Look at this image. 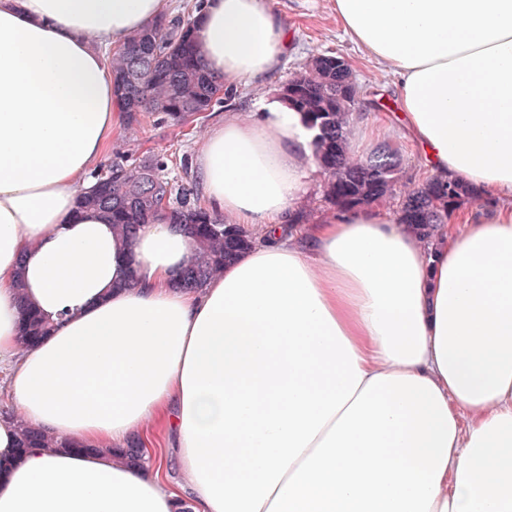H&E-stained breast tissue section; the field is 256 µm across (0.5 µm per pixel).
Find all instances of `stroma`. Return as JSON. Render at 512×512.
<instances>
[{
	"label": "stroma",
	"instance_id": "obj_1",
	"mask_svg": "<svg viewBox=\"0 0 512 512\" xmlns=\"http://www.w3.org/2000/svg\"><path fill=\"white\" fill-rule=\"evenodd\" d=\"M269 4L287 22L293 38L285 62L265 86L239 84L235 95L224 106L196 114L183 125L160 124L155 115L139 113L137 122L130 126L121 125L113 134V148L128 151L134 158L148 150L165 155L172 176L180 183L195 185L193 170H182L180 161L185 157L195 158L204 130L230 113L248 117L250 112L256 111L265 91L279 92L291 74L300 70L315 54L336 55L348 61L356 83L364 91L362 112L370 115L377 109L385 113L391 111L396 92L393 78L384 74L375 61L344 36L332 0H269ZM382 142L400 152L404 182L416 184L428 177L429 171L418 147L404 136L397 122L387 124Z\"/></svg>",
	"mask_w": 512,
	"mask_h": 512
}]
</instances>
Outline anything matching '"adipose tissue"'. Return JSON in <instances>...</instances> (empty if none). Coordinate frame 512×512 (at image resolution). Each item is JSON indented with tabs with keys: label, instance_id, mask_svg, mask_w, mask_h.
Masks as SVG:
<instances>
[{
	"label": "adipose tissue",
	"instance_id": "adipose-tissue-1",
	"mask_svg": "<svg viewBox=\"0 0 512 512\" xmlns=\"http://www.w3.org/2000/svg\"><path fill=\"white\" fill-rule=\"evenodd\" d=\"M396 85L432 177L490 198L420 239L379 203L298 228L317 169L301 113L260 99L202 136L211 213L256 233L200 290L169 220L123 240L79 209L123 105L106 50L167 0H0V512H512V0H334ZM203 68L263 83L289 28L204 0ZM50 324L18 342L24 309ZM86 452L19 451L18 423ZM166 427L178 502L115 451Z\"/></svg>",
	"mask_w": 512,
	"mask_h": 512
}]
</instances>
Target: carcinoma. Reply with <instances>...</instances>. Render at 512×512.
<instances>
[{
    "label": "carcinoma",
    "instance_id": "cac0c4a2",
    "mask_svg": "<svg viewBox=\"0 0 512 512\" xmlns=\"http://www.w3.org/2000/svg\"><path fill=\"white\" fill-rule=\"evenodd\" d=\"M114 89L125 106L128 122L136 114L150 112L173 125L187 123L188 117L210 112L231 98L224 91V79L204 71L195 57L189 17L184 12L164 16L160 21L133 33L112 50ZM352 84L348 68L336 66L331 56L317 54L295 72L282 87L280 97L307 115L319 130L318 161L326 176L324 198L343 208H353L400 194L398 213L404 223L425 239L435 236L441 225L459 209L472 191L462 181L443 184L430 177L413 186L400 184L397 151L383 145L363 161L347 156V129L359 104L348 93ZM168 159L146 151L132 162L125 151L112 152L107 170L98 174L93 193L79 205L107 212L118 232L131 238L142 224L169 216L176 224L188 226L195 248L180 284L187 290L201 288L224 268V263L248 248L252 234L207 211L193 187L176 184L166 175ZM46 323L28 310L19 341L33 347L46 334ZM67 448L80 451L74 443H61L19 425V449ZM121 458L146 463L140 438L127 441Z\"/></svg>",
    "mask_w": 512,
    "mask_h": 512
}]
</instances>
